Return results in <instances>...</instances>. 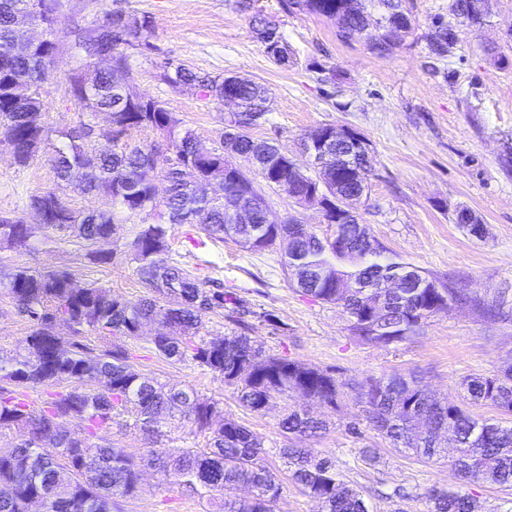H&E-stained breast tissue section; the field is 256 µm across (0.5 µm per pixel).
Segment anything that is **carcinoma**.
I'll use <instances>...</instances> for the list:
<instances>
[{
    "mask_svg": "<svg viewBox=\"0 0 512 512\" xmlns=\"http://www.w3.org/2000/svg\"><path fill=\"white\" fill-rule=\"evenodd\" d=\"M57 4L0 0V145L9 147L13 162L23 167L42 155L53 134L44 121L42 87L59 53L51 40L19 50L26 38L23 21L30 18L48 31ZM484 4L454 0L452 11L456 18L472 21L484 16ZM288 7L331 21L342 41L367 40L380 57L393 53L414 21L410 0H288ZM254 22L267 56L280 65L290 62L288 43L275 27L257 15ZM151 28L146 15L112 10L102 23L74 31L69 50L77 65L68 77L69 93L80 111L111 115L112 151L92 148V126L83 120L58 131L60 146L49 158L56 183L30 198L37 222L0 216L1 244L24 232L30 242L45 244L50 232L70 231L93 246L88 257L96 264L114 258V252L96 245L110 237L115 212L137 219L138 231L127 248L147 289L127 300L101 286L80 288L66 270L0 269V286L32 323L23 351L0 356V381L18 388L74 383L38 410L17 392L0 390V429H14L20 436L15 448L0 452V484L14 486L13 494L0 496V512H29V501L36 496L45 500V512H103L108 502L119 512L122 499L137 492L138 462L110 443L90 445L84 438L70 437L61 420L79 419L93 433L124 417L148 428L162 416L192 423L207 439L206 448H151L147 462L167 460V475L201 498L223 493L224 512H272L280 480L267 464L269 451L262 441L241 424L214 425L216 403L199 398L194 389L168 388L131 369L126 349L114 339L138 338L144 322L163 327L151 338L158 354L179 362L189 359L219 376L247 411L259 413L296 387L313 402L339 408L346 384L335 374L263 354L250 336L248 318L256 312L171 258L168 232L173 224H201L211 239L231 238L250 251L273 250L289 238L287 256L280 260L288 286L343 308L351 333L364 344L388 347L408 341L428 320L465 300L481 314H491L485 301L469 299L451 283L389 253L355 216L339 224L342 246L304 224L264 223L263 187L281 189L299 206L317 202L318 190L345 200L356 186H369L373 165H353L331 152L316 177H310L306 164L281 156L273 141L255 134L270 108L264 85L233 76L219 82L181 65L164 70L161 79L175 86L189 84L204 98L222 101L230 94L237 111L226 117L217 146L205 145L189 130L179 131L180 119L166 103L140 95L127 82L129 49L142 44ZM456 40L454 26L432 21L428 41L436 58H445ZM103 59L109 64L98 66ZM132 129H149L159 140L131 142L127 136ZM71 190L84 196L109 195L113 211L77 210ZM228 196L243 203L237 224L225 218ZM221 310L233 325L231 332L205 339L200 334L204 318ZM59 320L73 326L71 339L55 334ZM86 331L106 341L100 352L84 343ZM102 375L110 386L98 390L93 383ZM460 387L463 399L512 417V364L496 375L467 376ZM358 393L361 415L395 448L432 459L439 448L434 431L443 426L453 435V466L460 483L427 491L429 512H490L468 486H512V425L474 417L460 400L432 394L413 376L372 375L358 386ZM280 428L315 436L326 429V422L293 409L281 419ZM278 453L288 459L291 481L319 502L320 512H369L363 496L336 472L331 458L313 448L285 447ZM240 487L248 495L233 494Z\"/></svg>",
    "mask_w": 512,
    "mask_h": 512,
    "instance_id": "carcinoma-1",
    "label": "carcinoma"
}]
</instances>
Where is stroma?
I'll use <instances>...</instances> for the list:
<instances>
[{"mask_svg": "<svg viewBox=\"0 0 512 512\" xmlns=\"http://www.w3.org/2000/svg\"><path fill=\"white\" fill-rule=\"evenodd\" d=\"M452 2L413 0L411 31L393 54L380 57L365 43L338 40L335 27L324 18L288 11L282 0H257L254 12L276 26L292 51L290 62L280 66L257 40L253 12L236 10L234 0H60L52 34L62 52L43 85L45 121L61 130L83 117L66 84L75 65L67 51L72 32L121 9L152 19L146 45L132 52L130 85L167 103L202 142L219 140L229 110L223 102L165 84L160 73L166 63L265 85L271 110L258 134L293 158H301L302 139L316 128L344 126L361 134L376 166L357 205L360 222L394 254L434 275L452 276L465 295L464 302L429 320L421 335L389 347L359 343L341 307L288 288L279 252L209 239L196 224L173 226L171 255L193 274L223 282L259 312L252 335L267 353L334 371L350 386L371 375L412 373L434 393L454 396L464 377L493 375L512 363V0H488L487 15L458 27L456 44L447 58L437 60L428 50L429 28L438 16L453 21ZM498 55L505 64H495ZM54 181L46 157L23 168L0 150V215L34 221L28 198ZM462 208L483 224V237L456 224L455 214ZM136 230L132 220L118 216L109 243L115 257L107 265L90 261L83 241L62 233L44 245L0 248V266L33 272L65 269L77 285L96 283L134 300L144 288L124 245ZM471 296L498 300L502 306L496 315L484 317L468 304ZM30 330L7 289L0 288V351H18ZM160 330L151 323L140 338L124 340L132 370L195 389L216 402L217 420L238 422L258 436L270 448L267 462L280 478L274 512L320 509L289 480L277 453L297 441L278 427L291 408H307L328 421L326 432L302 443L331 457L371 512H428L429 489L458 485L450 458L435 461L399 453L360 416L354 397L334 411L293 391L262 412L244 410L233 389L208 369L158 355L150 338ZM62 425L90 444L108 442L137 459L151 448L205 445L184 421L163 424L157 435L116 424L90 435L77 419ZM124 512H224V496L199 497L183 482L146 465L139 491L125 500Z\"/></svg>", "mask_w": 512, "mask_h": 512, "instance_id": "obj_1", "label": "stroma"}]
</instances>
